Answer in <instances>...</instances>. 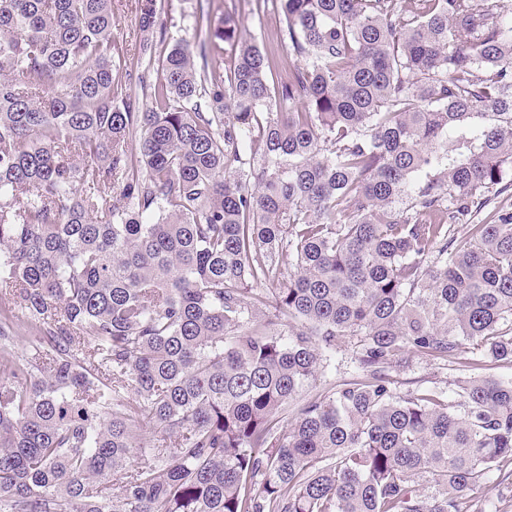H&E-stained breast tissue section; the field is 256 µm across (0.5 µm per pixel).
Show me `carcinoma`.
Listing matches in <instances>:
<instances>
[{
    "instance_id": "obj_1",
    "label": "carcinoma",
    "mask_w": 512,
    "mask_h": 512,
    "mask_svg": "<svg viewBox=\"0 0 512 512\" xmlns=\"http://www.w3.org/2000/svg\"><path fill=\"white\" fill-rule=\"evenodd\" d=\"M270 4L193 50L140 0L142 105L112 0H0V512H461L512 460V378L391 376L512 366V212L450 237L512 188V7ZM353 346L350 343H342L336 347V351L331 355L330 360L325 364V377H320L317 381V387H325L323 382L340 384L344 380H349L356 376L357 367L354 363ZM463 352L453 363L432 361L424 355L407 353L403 363L392 375L398 393L423 388H435L448 395V401H456V384L460 380L477 377H512V368L495 364L485 357V352L464 345Z\"/></svg>"
}]
</instances>
